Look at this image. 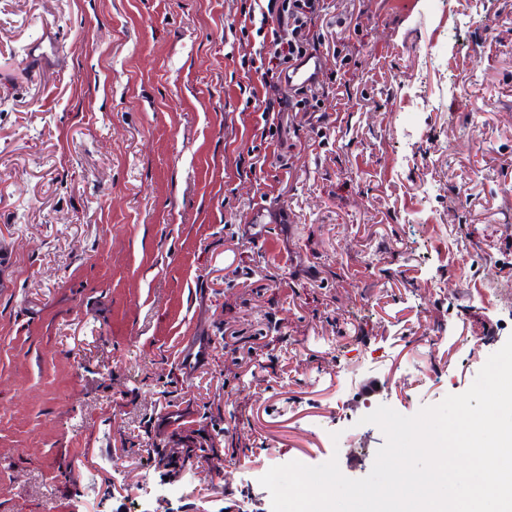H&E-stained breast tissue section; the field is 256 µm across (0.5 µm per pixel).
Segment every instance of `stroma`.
I'll return each mask as SVG.
<instances>
[{
    "instance_id": "stroma-1",
    "label": "stroma",
    "mask_w": 512,
    "mask_h": 512,
    "mask_svg": "<svg viewBox=\"0 0 512 512\" xmlns=\"http://www.w3.org/2000/svg\"><path fill=\"white\" fill-rule=\"evenodd\" d=\"M244 6L0 0V512H268L271 467L366 477L369 406L463 393L512 337V0H326L322 119L267 134ZM42 41L29 49V58L37 69H49L54 66L56 58L60 56V46L55 33L51 28L45 29ZM214 340L211 336L196 334L194 331L183 336L177 353V367L182 377L193 376L198 369L211 359Z\"/></svg>"
}]
</instances>
